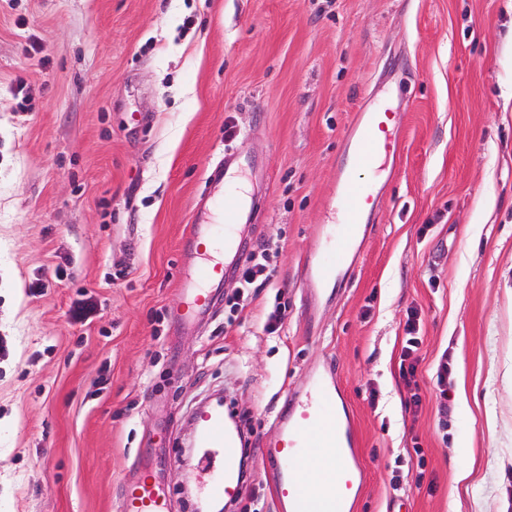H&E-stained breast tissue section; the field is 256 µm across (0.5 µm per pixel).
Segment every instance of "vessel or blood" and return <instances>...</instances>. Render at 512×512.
<instances>
[{"label":"vessel or blood","mask_w":512,"mask_h":512,"mask_svg":"<svg viewBox=\"0 0 512 512\" xmlns=\"http://www.w3.org/2000/svg\"><path fill=\"white\" fill-rule=\"evenodd\" d=\"M392 120L388 106L362 110L347 136L349 161L336 168V200L342 219L322 227L320 233L321 239H334L335 247L313 254L304 268L307 281L318 293L339 294L352 280L359 247L367 235L361 214L376 203L369 185L359 182L357 174L375 169L380 156L396 154L397 143L389 134ZM259 164L257 158L228 150L207 172L210 190L197 204L183 243L194 263L180 281L178 320L182 328H196L209 317L225 280L236 275L242 263L240 227L255 222L258 204L239 185L245 172ZM339 397L336 375L327 366H316L296 391L290 410L279 417L276 438L263 450L288 512H353L367 481L354 418L348 406L339 405ZM198 442V466L206 493L222 500L237 497L240 485L234 471L242 450L227 429L223 412L205 415ZM326 451L332 454L333 465L323 472L314 471L317 456ZM120 504V512H171L165 488L147 468L123 485Z\"/></svg>","instance_id":"obj_1"}]
</instances>
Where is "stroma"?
<instances>
[{"label": "stroma", "instance_id": "stroma-1", "mask_svg": "<svg viewBox=\"0 0 512 512\" xmlns=\"http://www.w3.org/2000/svg\"><path fill=\"white\" fill-rule=\"evenodd\" d=\"M510 87L512 0H0V512H118L142 467L193 512L192 418L218 393L246 458L227 512H280L261 450L318 365L354 412V512H512ZM382 102L399 154L362 176L379 203L360 263L307 304L346 131ZM225 148L266 162L246 247L282 251L238 320L187 333L181 243ZM83 294L98 311L75 323ZM416 313H410L406 322V335L402 341L399 355L398 371L401 379L409 386L412 383L417 386V375L420 365V358L417 355L418 338L413 336L415 331Z\"/></svg>", "mask_w": 512, "mask_h": 512}]
</instances>
